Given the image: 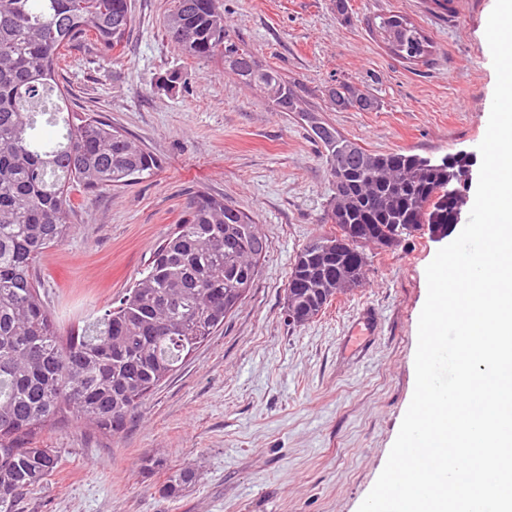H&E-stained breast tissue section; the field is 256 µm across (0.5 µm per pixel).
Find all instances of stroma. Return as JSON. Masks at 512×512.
<instances>
[{"label":"stroma","mask_w":512,"mask_h":512,"mask_svg":"<svg viewBox=\"0 0 512 512\" xmlns=\"http://www.w3.org/2000/svg\"><path fill=\"white\" fill-rule=\"evenodd\" d=\"M171 0H132L123 47L88 40L59 63L78 113H97L160 162L151 176L87 196L74 192V235L38 265L40 296L61 334L117 304L154 250L205 192L258 225L270 248L224 325L106 435L84 422L38 438L59 465L25 512H358L383 470L415 386L429 234L392 251L367 248L363 284L304 325L284 308L306 243L331 232L324 149L313 110L372 152L441 157L477 151L496 73L485 29L494 0H222L229 33L298 87L301 112H278L222 61L200 62L167 39ZM402 13L433 41L425 61L395 56L374 29ZM350 83L375 109H332L327 86ZM162 461L163 470L146 467ZM197 475L179 496L165 468Z\"/></svg>","instance_id":"35a3bbf8"}]
</instances>
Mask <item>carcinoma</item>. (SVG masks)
I'll return each mask as SVG.
<instances>
[{
    "instance_id": "1",
    "label": "carcinoma",
    "mask_w": 512,
    "mask_h": 512,
    "mask_svg": "<svg viewBox=\"0 0 512 512\" xmlns=\"http://www.w3.org/2000/svg\"><path fill=\"white\" fill-rule=\"evenodd\" d=\"M134 22L130 0H0V512H23L26 498L56 470V451L39 431L71 420L108 435L123 430L138 405L223 324L252 288L269 249L258 226L222 198L194 201L177 230L154 251L119 305L63 336L42 301L33 269L44 251L73 235L72 191L87 193L152 175L157 159L95 117L61 105L58 62L95 37L106 52L121 47ZM185 55L219 59L280 112H296L300 95L278 70L258 63L230 38L215 0H172L166 18ZM378 31L407 61L431 55L433 42L406 16L381 17ZM332 108L367 111L375 101L343 83ZM305 120L324 149L336 129L316 114ZM341 158L325 153L331 177L343 172L327 209L336 231L297 255L287 314L304 324L337 294L363 283V243L386 250L419 224H447L448 186L469 161L445 155L371 152L355 142ZM196 481L189 469L166 472L162 492L176 497Z\"/></svg>"
}]
</instances>
